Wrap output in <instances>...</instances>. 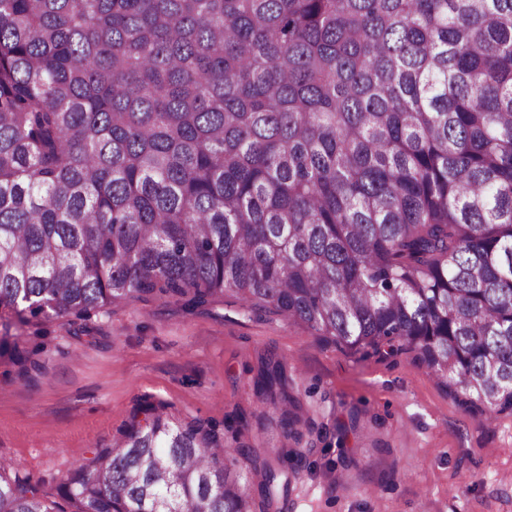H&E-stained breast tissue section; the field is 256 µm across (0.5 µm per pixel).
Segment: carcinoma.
Wrapping results in <instances>:
<instances>
[{
	"instance_id": "1",
	"label": "carcinoma",
	"mask_w": 512,
	"mask_h": 512,
	"mask_svg": "<svg viewBox=\"0 0 512 512\" xmlns=\"http://www.w3.org/2000/svg\"><path fill=\"white\" fill-rule=\"evenodd\" d=\"M224 295L512 411V0H0V315ZM145 412L0 512H277L305 457Z\"/></svg>"
}]
</instances>
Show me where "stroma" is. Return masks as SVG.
<instances>
[{
    "instance_id": "1",
    "label": "stroma",
    "mask_w": 512,
    "mask_h": 512,
    "mask_svg": "<svg viewBox=\"0 0 512 512\" xmlns=\"http://www.w3.org/2000/svg\"><path fill=\"white\" fill-rule=\"evenodd\" d=\"M18 332L38 366L0 358V458L50 498L149 404L181 423L233 422L235 447H291L255 394L272 353L321 434L280 512H512V413L485 420L414 353L363 359L228 295L192 312L129 301Z\"/></svg>"
}]
</instances>
